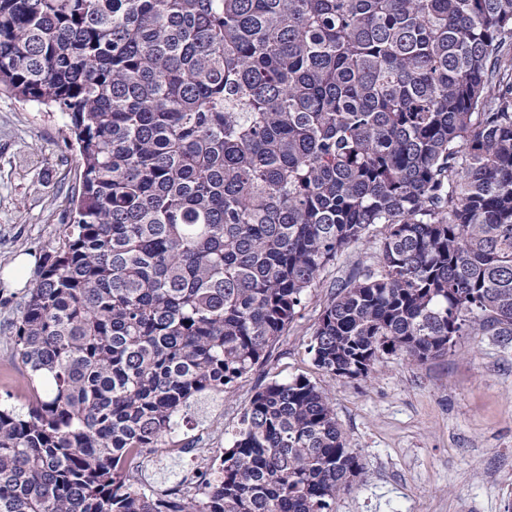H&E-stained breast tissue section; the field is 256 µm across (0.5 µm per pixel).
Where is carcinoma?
<instances>
[{"label":"carcinoma","mask_w":512,"mask_h":512,"mask_svg":"<svg viewBox=\"0 0 512 512\" xmlns=\"http://www.w3.org/2000/svg\"><path fill=\"white\" fill-rule=\"evenodd\" d=\"M512 0H0V87L69 119L80 183L15 330L0 512H335L328 393L272 380L198 498L125 458L266 361L325 268L317 369L512 342Z\"/></svg>","instance_id":"1"}]
</instances>
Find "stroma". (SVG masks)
<instances>
[{"instance_id": "obj_1", "label": "stroma", "mask_w": 512, "mask_h": 512, "mask_svg": "<svg viewBox=\"0 0 512 512\" xmlns=\"http://www.w3.org/2000/svg\"><path fill=\"white\" fill-rule=\"evenodd\" d=\"M66 123L62 113L0 91V271L22 255L42 264L63 244L80 174ZM385 232L372 226L338 256L267 360L233 393L203 398L181 434L205 430L215 447H228L257 390L304 375L328 393L362 466L336 512H512V344L458 336L447 356L422 366L391 357L359 379H334L313 364L308 346L334 281L362 272ZM28 293L0 278V407L20 413L29 393L12 336Z\"/></svg>"}]
</instances>
